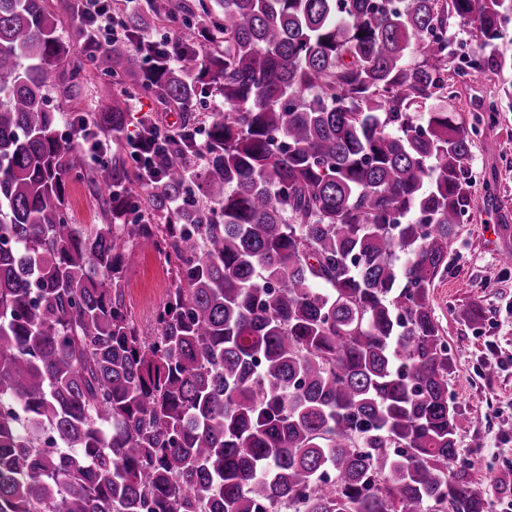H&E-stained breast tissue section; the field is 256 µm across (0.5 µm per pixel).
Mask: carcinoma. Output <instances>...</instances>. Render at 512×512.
Listing matches in <instances>:
<instances>
[{
    "label": "carcinoma",
    "instance_id": "cac0c4a2",
    "mask_svg": "<svg viewBox=\"0 0 512 512\" xmlns=\"http://www.w3.org/2000/svg\"><path fill=\"white\" fill-rule=\"evenodd\" d=\"M452 16L512 70V0H125L110 47L73 0H0V512H484L431 300L474 205ZM93 73L66 142L51 95ZM140 239L178 262L152 336ZM68 212L72 224H104L98 201L86 183L72 181L67 187ZM126 253L123 281L128 311L139 329L151 336L156 311L167 298L176 264L173 257L166 262L151 240H139Z\"/></svg>",
    "mask_w": 512,
    "mask_h": 512
}]
</instances>
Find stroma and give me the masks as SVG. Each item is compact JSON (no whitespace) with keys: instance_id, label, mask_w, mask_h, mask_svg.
<instances>
[{"instance_id":"35a3bbf8","label":"stroma","mask_w":512,"mask_h":512,"mask_svg":"<svg viewBox=\"0 0 512 512\" xmlns=\"http://www.w3.org/2000/svg\"><path fill=\"white\" fill-rule=\"evenodd\" d=\"M511 74L487 71L456 77L449 111L471 123L487 105L504 101ZM474 207L448 248V271L432 290L435 315L448 343L453 367L448 397L461 410L460 459L489 476V512L512 500V266L499 261L512 247V111L501 110L473 148ZM494 186V198L485 195ZM126 304L144 333L155 328V314L165 302L175 275L152 241L130 246L124 262ZM479 305L483 319L467 324L462 313Z\"/></svg>"}]
</instances>
